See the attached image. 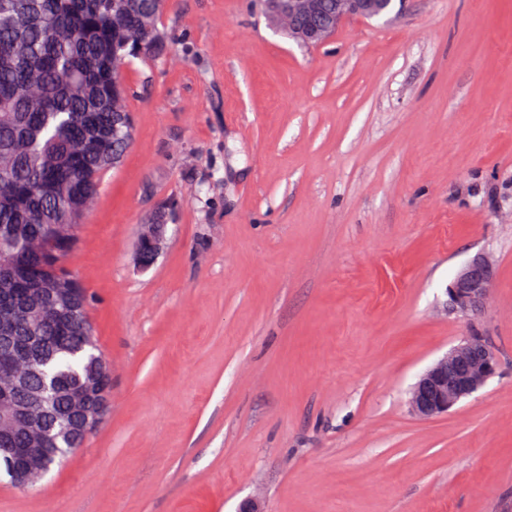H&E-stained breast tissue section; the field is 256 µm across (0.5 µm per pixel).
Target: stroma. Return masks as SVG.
I'll return each mask as SVG.
<instances>
[{
	"mask_svg": "<svg viewBox=\"0 0 512 512\" xmlns=\"http://www.w3.org/2000/svg\"><path fill=\"white\" fill-rule=\"evenodd\" d=\"M159 27L65 261L110 408L62 467L0 486V512H512V0H404L316 46L259 0H168ZM479 251L498 372L417 418ZM167 227L168 224L141 226L132 257L135 268L144 271L155 264L165 244ZM495 279V264L487 253H477L448 285V311L465 318L481 315L487 307Z\"/></svg>",
	"mask_w": 512,
	"mask_h": 512,
	"instance_id": "obj_1",
	"label": "stroma"
}]
</instances>
